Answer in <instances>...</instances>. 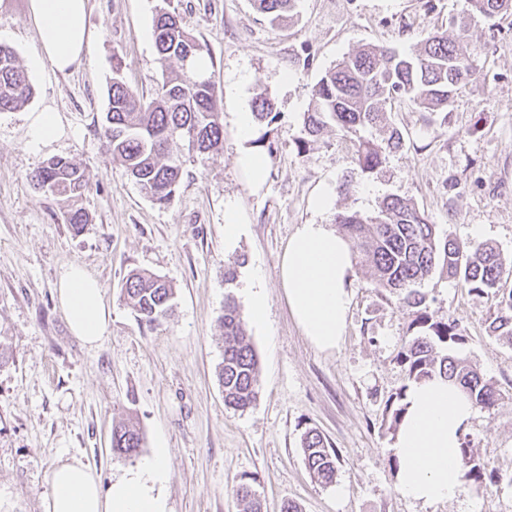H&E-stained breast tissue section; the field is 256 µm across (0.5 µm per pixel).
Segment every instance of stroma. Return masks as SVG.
I'll use <instances>...</instances> for the list:
<instances>
[{"instance_id":"35a3bbf8","label":"stroma","mask_w":512,"mask_h":512,"mask_svg":"<svg viewBox=\"0 0 512 512\" xmlns=\"http://www.w3.org/2000/svg\"><path fill=\"white\" fill-rule=\"evenodd\" d=\"M157 2L89 0L91 42L80 63L60 73L31 66L40 47L28 0H0V45L15 50L35 88L26 106L0 112V342L9 350L0 364V512H46L47 476L60 459L81 458L106 486L141 466L160 439L169 478L158 491L168 512H239L233 489L245 474L257 475L264 512H280L287 500L300 512H459L464 500L471 512H512V344L488 332L495 296L472 294L438 273L421 285L434 316L464 328L458 356L499 393L493 408H477L466 431L497 483L422 506L397 491L387 408L407 382L397 355L412 335L409 308L373 288L366 267L355 264L344 336L337 349L322 351L292 317L278 267L300 225H331L343 211L373 213L388 195L412 200L439 237L493 244L512 263V16L467 19L465 0H298L293 17L274 28L252 0H181L213 61L224 148L187 164L172 201L159 205L110 160L100 134L113 64L147 94L161 78ZM452 15L457 25H449ZM440 26L464 46L485 47L476 74L447 114L392 102L388 122L401 130L403 147L343 190L355 169L349 138L330 128L306 153L297 150L313 85L362 46L409 53ZM260 94L274 100L279 117L254 128L256 150L268 161L256 190L237 163V115ZM46 109L59 113L63 133L29 149L28 116ZM53 156L80 163L89 178L81 205L92 221L81 232L65 222L68 201L29 179ZM325 191L329 203L317 207ZM229 213L240 226L230 246ZM241 254L246 262L226 288L224 262ZM72 264L98 280L112 311L96 348L73 336L57 303L59 275ZM134 269L164 277L176 291L157 328L140 325L120 300ZM255 281L268 302L264 321L247 324L260 391L236 411L225 407L217 378V319L229 295L249 314ZM119 420L142 434L135 458L112 455ZM308 427L338 454L330 485L306 467Z\"/></svg>"}]
</instances>
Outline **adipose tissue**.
<instances>
[{
    "label": "adipose tissue",
    "mask_w": 512,
    "mask_h": 512,
    "mask_svg": "<svg viewBox=\"0 0 512 512\" xmlns=\"http://www.w3.org/2000/svg\"><path fill=\"white\" fill-rule=\"evenodd\" d=\"M40 52L33 67L63 72L78 64L91 34L87 0H30ZM288 307L318 349L337 348L352 305L353 255L348 239L323 224L301 225L279 261ZM59 305L74 336L97 345L109 331L111 310L96 278L68 266L56 286ZM393 446L397 488L408 501L431 505L458 498L468 479L458 451L476 408L455 385L439 378L412 384ZM168 450L101 486L78 458L60 461L49 473L47 512H166L155 486L168 473Z\"/></svg>",
    "instance_id": "adipose-tissue-1"
}]
</instances>
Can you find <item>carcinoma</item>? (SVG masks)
I'll return each instance as SVG.
<instances>
[{"label": "carcinoma", "mask_w": 512, "mask_h": 512, "mask_svg": "<svg viewBox=\"0 0 512 512\" xmlns=\"http://www.w3.org/2000/svg\"><path fill=\"white\" fill-rule=\"evenodd\" d=\"M257 10L276 27L293 11L295 0H254ZM469 14L492 21L512 14V0H467ZM153 36L160 60L167 64L151 95L130 86L121 75L122 64L113 67L103 135L112 161L120 163L159 205L170 203L183 176L184 165L198 155L218 153L224 146L222 102L212 71L209 50L189 29L178 6L160 0L153 18ZM482 49H468L437 30L422 47L408 55L388 48L369 46L344 57L326 71L313 87L314 105L304 113L303 152L312 139L332 125L355 146V162L361 174L382 168L389 154L403 147L395 127L378 140L364 133L377 130L386 120V107L407 98L432 114L448 111V102L476 72ZM33 96L27 70L15 51L0 46V112L24 107ZM254 120L273 122L278 116L274 102L265 96L251 106ZM37 189L71 202L65 222L76 233L90 221L77 205L87 187L84 169L63 157H53L30 175ZM336 224L352 248L366 255L371 282L390 293L406 292L412 308L411 325L418 329L399 354L412 383L434 376L458 384L475 404L490 408L497 401L494 386L467 362L454 354L464 343V329L453 318L436 319L425 294L413 288L436 269L464 282L469 291L483 295L498 285L512 266L506 267L500 252L489 244L474 245L440 238L436 225L414 203L397 196L384 198L370 215L339 212ZM174 289L160 276L132 270L121 288L120 299L136 319L149 327L161 325L171 310ZM224 342L218 378L224 403L245 410L258 396V358L247 335L240 308L231 295L224 300L218 318ZM492 335L512 343V290L499 295ZM143 437L125 422L112 425L113 455L130 459L140 452ZM305 460L322 485L336 479V451L315 428L302 438ZM461 461L469 480L476 484L494 481L493 472L476 460L471 440H463ZM257 477L245 475L235 488L242 512H262L255 485Z\"/></svg>", "instance_id": "cac0c4a2"}]
</instances>
